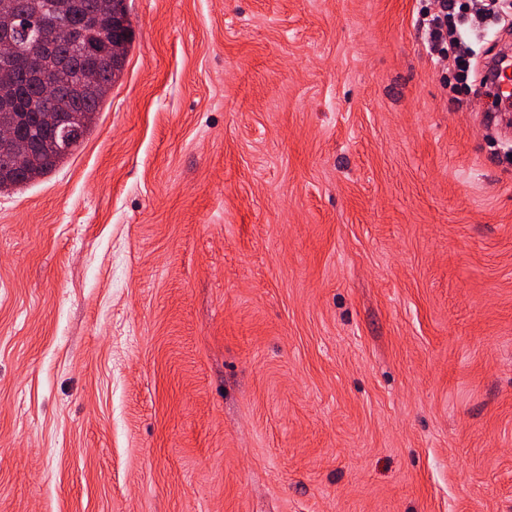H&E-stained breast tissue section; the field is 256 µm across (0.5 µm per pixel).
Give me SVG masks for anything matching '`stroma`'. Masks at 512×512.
<instances>
[{"label": "stroma", "mask_w": 512, "mask_h": 512, "mask_svg": "<svg viewBox=\"0 0 512 512\" xmlns=\"http://www.w3.org/2000/svg\"><path fill=\"white\" fill-rule=\"evenodd\" d=\"M433 0H125L0 192V512H512V146ZM436 11L419 13L415 27L422 34L426 51L442 61L448 60L451 75L444 87L453 94L468 93L472 75L471 51L462 39V29L475 17H496L497 0H434ZM472 12V13H471ZM453 81V82H452Z\"/></svg>", "instance_id": "1"}]
</instances>
